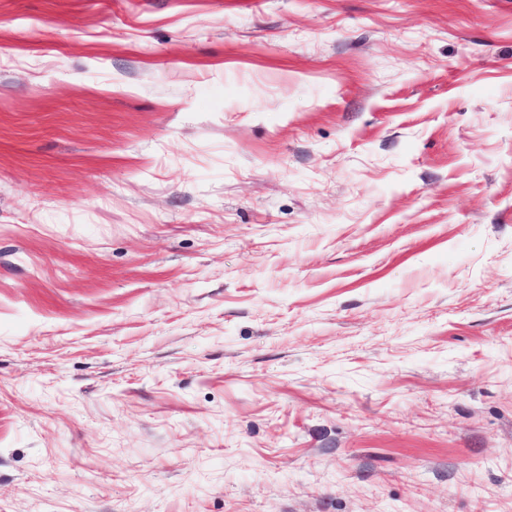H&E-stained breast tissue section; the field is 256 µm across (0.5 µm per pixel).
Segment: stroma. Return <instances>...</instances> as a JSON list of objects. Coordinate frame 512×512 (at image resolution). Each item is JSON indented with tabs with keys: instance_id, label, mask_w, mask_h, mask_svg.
Listing matches in <instances>:
<instances>
[{
	"instance_id": "obj_1",
	"label": "stroma",
	"mask_w": 512,
	"mask_h": 512,
	"mask_svg": "<svg viewBox=\"0 0 512 512\" xmlns=\"http://www.w3.org/2000/svg\"><path fill=\"white\" fill-rule=\"evenodd\" d=\"M0 512H512V0H0Z\"/></svg>"
}]
</instances>
